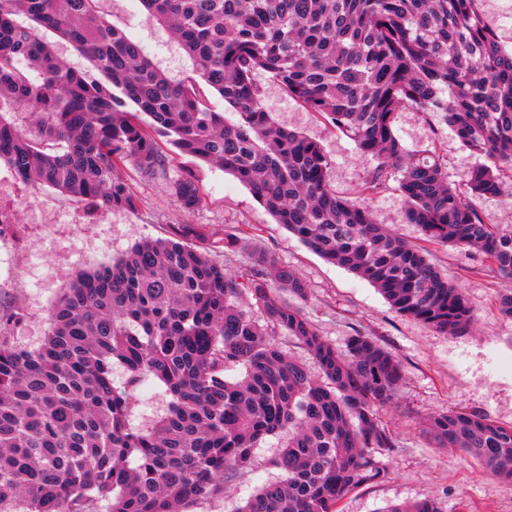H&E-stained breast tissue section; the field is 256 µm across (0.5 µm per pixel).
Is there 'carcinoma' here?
I'll return each instance as SVG.
<instances>
[{
    "instance_id": "cac0c4a2",
    "label": "carcinoma",
    "mask_w": 512,
    "mask_h": 512,
    "mask_svg": "<svg viewBox=\"0 0 512 512\" xmlns=\"http://www.w3.org/2000/svg\"><path fill=\"white\" fill-rule=\"evenodd\" d=\"M141 2L190 57L191 75L174 80L156 67L99 0H0V162L15 175L134 210L121 169L163 168L154 135L171 137L182 153L223 167L309 250L371 283L395 312L443 333L469 331L464 292L368 208L336 194L316 141L271 119L254 80L263 70L371 158L366 190L398 176L408 223L432 242L481 253L507 284L497 304L512 318V230L485 223L472 203L500 195L512 174V52L476 0ZM48 32L92 72L59 57ZM202 84L236 122L208 105ZM406 106L440 114L480 159L466 190L448 182L436 155L402 146L393 120ZM19 110L35 114V132L9 119ZM172 190L188 213L203 198L192 176ZM191 237L206 233L180 224L169 238L78 271L36 348L12 344V319L0 317V512H86L89 502L105 512H195L250 471L272 435L282 440L272 460L281 476L238 512H338L346 495L388 477L384 458L397 443L379 411L399 392L400 363L370 336L355 334L343 351L320 336L286 301L307 297L293 269L263 253L232 274ZM245 289L262 318L240 304ZM281 334L319 375L282 349ZM236 367L242 377L228 380ZM147 377L169 401L157 420L135 426L133 393ZM427 433L512 481V426L448 412L430 416ZM382 512L444 510L424 499Z\"/></svg>"
}]
</instances>
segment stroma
Returning a JSON list of instances; mask_svg holds the SVG:
<instances>
[{"label":"stroma","mask_w":512,"mask_h":512,"mask_svg":"<svg viewBox=\"0 0 512 512\" xmlns=\"http://www.w3.org/2000/svg\"><path fill=\"white\" fill-rule=\"evenodd\" d=\"M100 9L168 76L179 79L191 73L188 55L148 16L141 0H101ZM255 80L277 124L304 132L323 147L339 195L368 207L376 223L406 241L421 244L419 227L405 219L396 180L367 194L364 180L370 161L355 143L329 120L288 97L270 73L257 72ZM393 130L408 151L437 152L449 182L465 186L477 158L440 115L407 107L396 114ZM157 142L165 158L163 170L147 174L130 163L122 169L138 198L133 210L72 200L55 189L20 181L0 163V211L10 218L0 232V316H18L12 342L26 348L40 345L50 308L81 267L111 263L139 241L168 237L178 224L195 225L215 241L225 231L241 230V249L220 256L228 272L242 271L257 253L294 268L308 288L301 311L325 340L341 350L354 334L371 336L403 368L398 398L382 412L398 443L387 460L390 474L345 497L340 512H381L390 504L424 499L438 500L445 512H512V482L488 476L463 453L431 447L424 432L428 415L446 411L483 414L512 425V319L496 306L503 282L484 256L429 245L433 262L476 309L468 333L438 332L397 314L369 282L307 249L222 168L181 154L166 137ZM188 175L203 188L200 206L190 213L172 193L173 183ZM280 445L278 437H266L255 450L251 471L232 481L224 496L201 504L198 512H235L256 489L278 479L280 472L270 461Z\"/></svg>","instance_id":"obj_1"}]
</instances>
